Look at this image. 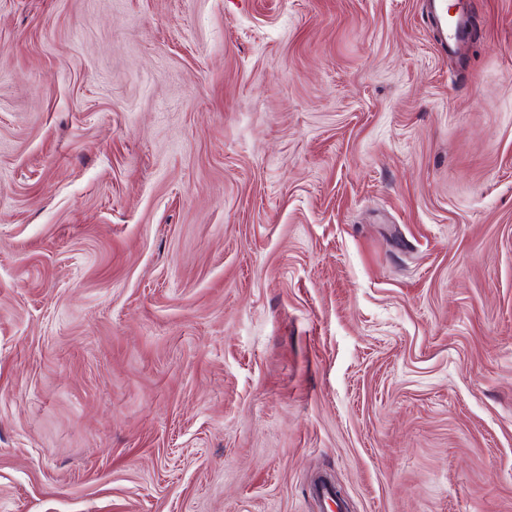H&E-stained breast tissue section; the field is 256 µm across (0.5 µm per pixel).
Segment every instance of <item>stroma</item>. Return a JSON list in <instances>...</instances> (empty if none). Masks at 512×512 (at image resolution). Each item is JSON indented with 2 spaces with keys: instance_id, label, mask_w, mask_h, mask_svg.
<instances>
[{
  "instance_id": "obj_1",
  "label": "stroma",
  "mask_w": 512,
  "mask_h": 512,
  "mask_svg": "<svg viewBox=\"0 0 512 512\" xmlns=\"http://www.w3.org/2000/svg\"><path fill=\"white\" fill-rule=\"evenodd\" d=\"M421 2L0 0V512H512V0ZM428 14L433 18L443 51L461 44L470 45L473 27H467L457 13L449 14L447 0H424Z\"/></svg>"
}]
</instances>
